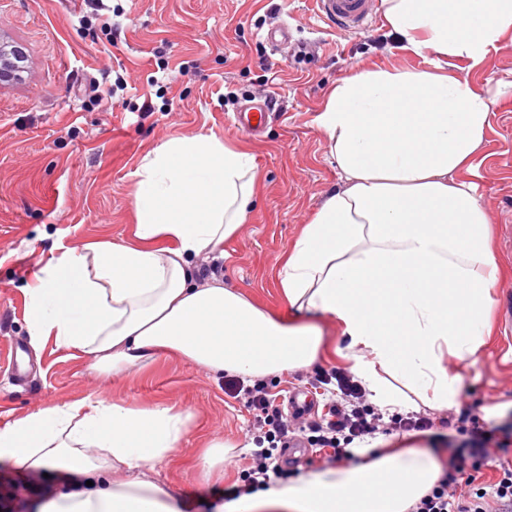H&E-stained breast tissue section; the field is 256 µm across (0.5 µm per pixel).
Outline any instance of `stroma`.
Segmentation results:
<instances>
[{
  "instance_id": "1",
  "label": "stroma",
  "mask_w": 512,
  "mask_h": 512,
  "mask_svg": "<svg viewBox=\"0 0 512 512\" xmlns=\"http://www.w3.org/2000/svg\"><path fill=\"white\" fill-rule=\"evenodd\" d=\"M120 11V32L106 36L89 0H0V38L21 45L28 70L0 86V426L16 417L85 398L133 408L168 406L191 413L190 432L149 476L178 499L207 512L200 500L220 501L249 465L252 410L224 389L223 377L177 357L120 374L35 338L27 326L25 290L42 258L108 238L132 240L133 189L142 158L176 136L212 133L250 148L259 170L255 205L223 254L201 253L197 270L218 265V279L284 319L293 313L280 294L277 271L302 224L340 186L317 116L330 87L352 72L385 66L415 68L422 58L399 50L383 23L341 32L317 18L312 0H104ZM288 25L291 39L268 42ZM496 102L476 173L494 228V248L507 272L492 290L494 320L512 302V35L477 69L460 63ZM268 103L261 132L234 127L230 117L248 100ZM152 111H143L144 102ZM494 328L476 363L450 360L461 373L460 404L421 408L432 421L395 446L435 448L440 460L461 446L463 429L483 406L512 399L511 344ZM22 347L25 383L8 378V361ZM328 354L315 367L269 378L272 399L307 388L315 372L348 370ZM231 444L220 479H203L199 458L213 440ZM59 489L55 476L0 463V512H37Z\"/></svg>"
}]
</instances>
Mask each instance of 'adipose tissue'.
<instances>
[{
	"label": "adipose tissue",
	"instance_id": "adipose-tissue-1",
	"mask_svg": "<svg viewBox=\"0 0 512 512\" xmlns=\"http://www.w3.org/2000/svg\"><path fill=\"white\" fill-rule=\"evenodd\" d=\"M385 27L423 58L411 69L352 73L318 116L341 188L292 241L277 276L289 306L335 320L350 371L383 416L456 405L462 377L445 360L476 359L491 333L500 265L475 155L495 102L449 70L481 66L512 33V0H383ZM135 240H102L51 256L29 288L32 335L88 355L108 372L173 354L216 374L265 379L308 367L326 338L286 322L221 282L198 283L194 259L223 253L255 198L253 153L212 134L175 137L136 172ZM191 414L82 399L0 427V460L56 472L62 490L38 512H182L145 472L189 432ZM241 496L216 512H410L442 468L409 446ZM97 456H88V449ZM115 470L125 481L112 482Z\"/></svg>",
	"mask_w": 512,
	"mask_h": 512
}]
</instances>
